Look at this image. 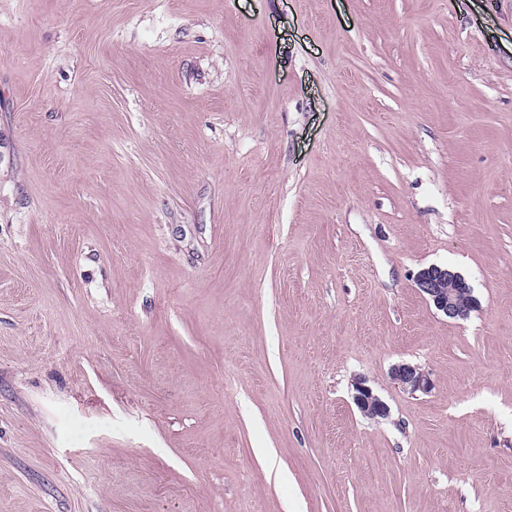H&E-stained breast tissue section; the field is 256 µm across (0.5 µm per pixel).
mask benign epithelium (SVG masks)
I'll use <instances>...</instances> for the list:
<instances>
[{
	"instance_id": "benign-epithelium-1",
	"label": "benign epithelium",
	"mask_w": 512,
	"mask_h": 512,
	"mask_svg": "<svg viewBox=\"0 0 512 512\" xmlns=\"http://www.w3.org/2000/svg\"><path fill=\"white\" fill-rule=\"evenodd\" d=\"M416 286L433 303L436 310L450 320H464L478 308V301L468 281L447 267L430 266L421 270L416 277ZM391 377L411 393H427L433 387L429 372L410 363L394 365ZM354 402L367 417L385 418L389 414L387 404L362 377L355 381Z\"/></svg>"
}]
</instances>
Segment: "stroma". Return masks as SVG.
<instances>
[{"mask_svg": "<svg viewBox=\"0 0 512 512\" xmlns=\"http://www.w3.org/2000/svg\"><path fill=\"white\" fill-rule=\"evenodd\" d=\"M0 512H512V0H0ZM416 286L449 320L467 319L478 308L471 285L448 267L430 266L421 270ZM391 377L399 386L411 393H428L433 387L429 372L410 363L402 362L394 365L391 369ZM354 385V402L361 413L373 419L387 417L389 414L387 404L374 393L365 378H357Z\"/></svg>", "mask_w": 512, "mask_h": 512, "instance_id": "1", "label": "stroma"}]
</instances>
